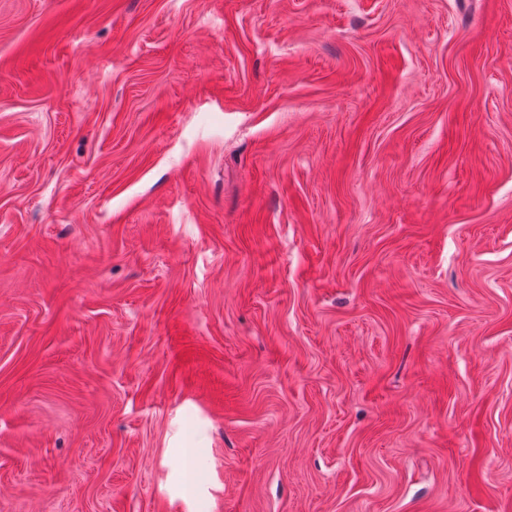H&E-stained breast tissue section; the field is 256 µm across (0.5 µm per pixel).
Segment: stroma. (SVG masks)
Here are the masks:
<instances>
[{
    "label": "stroma",
    "mask_w": 512,
    "mask_h": 512,
    "mask_svg": "<svg viewBox=\"0 0 512 512\" xmlns=\"http://www.w3.org/2000/svg\"><path fill=\"white\" fill-rule=\"evenodd\" d=\"M0 512H512V0H0Z\"/></svg>",
    "instance_id": "stroma-1"
}]
</instances>
